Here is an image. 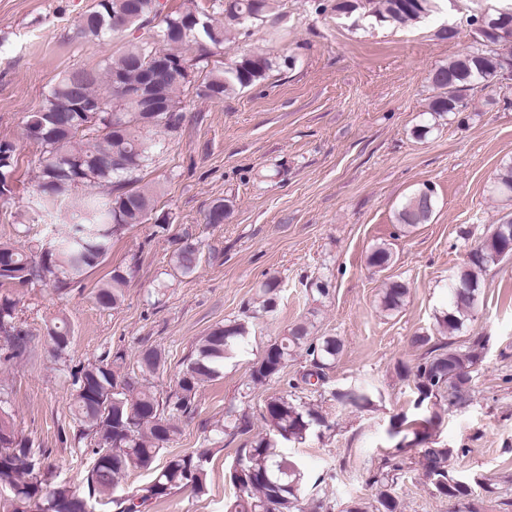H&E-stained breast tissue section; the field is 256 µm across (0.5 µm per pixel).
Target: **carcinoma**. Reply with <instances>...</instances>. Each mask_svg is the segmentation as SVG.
<instances>
[{
  "label": "carcinoma",
  "instance_id": "carcinoma-1",
  "mask_svg": "<svg viewBox=\"0 0 512 512\" xmlns=\"http://www.w3.org/2000/svg\"><path fill=\"white\" fill-rule=\"evenodd\" d=\"M316 11L336 13L362 20L373 17L394 27L416 23L441 10L444 0H316ZM160 0H98L95 8L78 21L85 37L112 34L126 42L97 68H83L62 75L44 95L38 109L27 116L26 137L38 150L40 175L35 190L36 204L64 224V231L51 237L38 255L33 256L9 242L0 243V288L51 280L60 290L81 281L103 263L112 240L127 228L143 224L152 215L158 188L140 183L136 173L153 161L159 145L158 135L175 132L183 110L181 98L192 80L187 75L171 76L167 82L168 111L118 112L123 98L121 86L141 81L156 60L166 59L178 66L198 56L195 67L204 72L199 93L220 100L269 77L273 61L262 53H241L222 68H208L213 49L224 45L226 25L213 21L191 2L166 14L158 34L151 30L139 36L131 32L140 22L162 12ZM274 0H224V15L231 23L245 25L266 19ZM508 15V24L491 25L476 12L469 16L472 43L468 50L429 72L434 95L428 106L431 122L414 130L426 137L439 120L468 108L469 92L493 89L500 70L512 68V0H501L496 18ZM16 166L15 149L0 143V195L13 192L12 175ZM104 186L106 194H78L80 187ZM493 194H512V163L503 166L491 187ZM435 193L425 184L407 196L396 211V221L404 228L429 223L435 209ZM230 213L229 201L217 199L206 215V223L222 224ZM512 214L493 225L468 254L467 262L450 288L449 308L436 317L435 331L453 336L466 321L473 319L479 304L480 282L489 268L512 258ZM171 261L187 275L202 262V251L192 234L184 233ZM371 266L387 269L392 251L377 245L368 257ZM128 284L126 271L115 268L109 280L94 292L97 304L114 309L124 300ZM280 283L265 281L258 289L261 298L256 313H272L278 303ZM409 294L403 280L386 284L380 296L381 310L399 311ZM249 322L233 320L212 328L195 345L179 373L173 389L162 393L152 379L164 371L167 355L158 347H145L137 356L138 374L124 372L126 354L105 352L84 367L75 379L70 411L79 427V438L94 442V460L87 475L88 496L81 497L65 484L47 487L43 464L29 441L20 437L10 411V393L0 388V491L9 497L0 503L4 512H145L149 504L177 490L206 489L208 472L204 455L184 454L155 467L159 453L180 433L178 420L192 415L201 386L221 374L224 361L246 343ZM45 341L62 360L72 343L67 321L57 319L46 326ZM27 337L16 326V302L0 295V345L17 356ZM486 349L483 336L473 338L465 350L444 342L426 352L414 366L398 364L401 378L413 384L414 413L391 421L389 434L401 437L397 454L384 460L372 475L376 505L353 501L346 512H401L394 485L403 471L399 453L416 448L418 464L431 480L435 492L458 502L470 500L479 479H459L450 474L449 460L464 448H447L427 443L439 421L437 408L462 404L471 397L472 367ZM304 352L308 368L300 375L305 385L324 386L327 371L333 368L342 351L334 336L313 337L307 323L291 327L287 334L266 346L254 361L247 387L262 386L279 378L288 362ZM334 401L343 408L361 410L373 405L375 389L365 383L334 389ZM265 433L238 450L229 468V481L235 489L227 512H306L300 495L305 479L298 460L281 453L290 443H303L328 427L322 413L300 405L286 395L273 396L263 412ZM249 419L241 415L216 432L231 436L250 432ZM153 472L152 480L136 491L120 487L129 471Z\"/></svg>",
  "mask_w": 512,
  "mask_h": 512
}]
</instances>
